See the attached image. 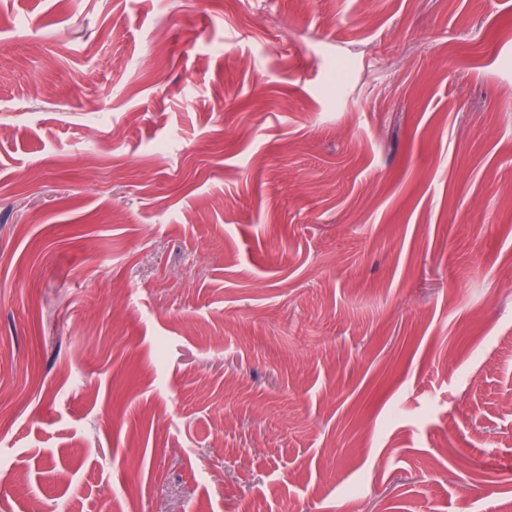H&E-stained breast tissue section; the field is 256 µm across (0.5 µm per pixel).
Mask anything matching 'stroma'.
I'll use <instances>...</instances> for the list:
<instances>
[{"label":"stroma","mask_w":512,"mask_h":512,"mask_svg":"<svg viewBox=\"0 0 512 512\" xmlns=\"http://www.w3.org/2000/svg\"><path fill=\"white\" fill-rule=\"evenodd\" d=\"M511 268L512 0H0V512H512Z\"/></svg>","instance_id":"35a3bbf8"}]
</instances>
